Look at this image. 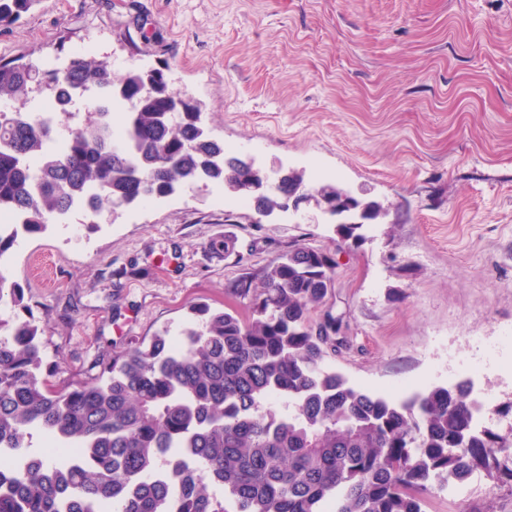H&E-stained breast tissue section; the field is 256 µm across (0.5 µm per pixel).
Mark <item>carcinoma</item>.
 Returning <instances> with one entry per match:
<instances>
[{
	"label": "carcinoma",
	"mask_w": 512,
	"mask_h": 512,
	"mask_svg": "<svg viewBox=\"0 0 512 512\" xmlns=\"http://www.w3.org/2000/svg\"><path fill=\"white\" fill-rule=\"evenodd\" d=\"M39 2L0 0V24ZM44 72L48 96L68 106L54 119L29 106ZM0 100L21 102L0 112V213L30 234L75 207L94 217L203 181L244 197L260 178L160 69L114 77L91 52L46 68L0 58ZM281 206L267 194L257 211ZM260 281L233 288L251 301L247 318L194 307L179 338L132 341L61 388L38 327L0 317V512H227V501L234 512H424L425 496L474 471L512 481L501 460L512 440L476 430L468 384L397 400L324 366L343 345L324 251L294 244ZM35 433L52 450L32 452Z\"/></svg>",
	"instance_id": "obj_1"
}]
</instances>
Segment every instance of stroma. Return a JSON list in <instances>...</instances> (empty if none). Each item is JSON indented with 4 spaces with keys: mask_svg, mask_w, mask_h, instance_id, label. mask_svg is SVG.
<instances>
[{
    "mask_svg": "<svg viewBox=\"0 0 512 512\" xmlns=\"http://www.w3.org/2000/svg\"><path fill=\"white\" fill-rule=\"evenodd\" d=\"M82 47L115 75L162 69L229 150L311 183L332 174L386 215L354 244L312 208L262 218L219 184L114 215L73 209L19 237L4 272L52 384L178 334L192 306L248 315L236 282L300 243L338 262L328 306L347 345L328 368L398 399L467 381L506 413L512 347L478 354L473 340L512 334V0H40L0 26L2 58L45 66ZM476 477L425 512H512V482Z\"/></svg>",
    "mask_w": 512,
    "mask_h": 512,
    "instance_id": "35a3bbf8",
    "label": "stroma"
}]
</instances>
